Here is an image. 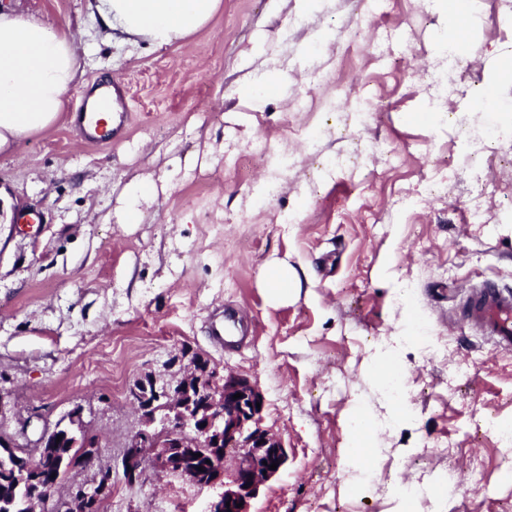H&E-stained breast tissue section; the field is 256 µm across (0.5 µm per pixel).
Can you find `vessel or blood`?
Listing matches in <instances>:
<instances>
[{"mask_svg": "<svg viewBox=\"0 0 512 512\" xmlns=\"http://www.w3.org/2000/svg\"><path fill=\"white\" fill-rule=\"evenodd\" d=\"M74 117L83 145L111 143L113 127L106 119L88 116L82 106ZM459 313L461 322L491 341L497 349L512 351V290L491 280L484 281L467 292ZM231 316L230 310L218 309L210 317L213 336L227 346L237 343Z\"/></svg>", "mask_w": 512, "mask_h": 512, "instance_id": "obj_1", "label": "vessel or blood"}]
</instances>
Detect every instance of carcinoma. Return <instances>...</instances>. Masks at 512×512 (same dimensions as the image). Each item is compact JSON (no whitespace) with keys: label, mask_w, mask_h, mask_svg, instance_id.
Wrapping results in <instances>:
<instances>
[{"label":"carcinoma","mask_w":512,"mask_h":512,"mask_svg":"<svg viewBox=\"0 0 512 512\" xmlns=\"http://www.w3.org/2000/svg\"><path fill=\"white\" fill-rule=\"evenodd\" d=\"M54 456L63 461L57 472H42V485L28 482L29 472L35 464L34 457ZM84 465L80 449L70 448L63 442L51 441L32 455L15 451L0 457V512H30L31 500L43 495L44 486L57 487L68 469Z\"/></svg>","instance_id":"obj_1"}]
</instances>
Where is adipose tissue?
Wrapping results in <instances>:
<instances>
[{
  "label": "adipose tissue",
  "instance_id": "1",
  "mask_svg": "<svg viewBox=\"0 0 512 512\" xmlns=\"http://www.w3.org/2000/svg\"><path fill=\"white\" fill-rule=\"evenodd\" d=\"M220 6L221 0H96L94 9L105 28L162 47L202 30ZM80 75L66 32L0 10V154L53 126Z\"/></svg>",
  "mask_w": 512,
  "mask_h": 512
}]
</instances>
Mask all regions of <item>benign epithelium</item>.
<instances>
[{"label":"benign epithelium","mask_w":512,"mask_h":512,"mask_svg":"<svg viewBox=\"0 0 512 512\" xmlns=\"http://www.w3.org/2000/svg\"><path fill=\"white\" fill-rule=\"evenodd\" d=\"M237 393L241 397L236 399ZM130 396L146 422H157L159 426L140 430L131 437L128 447L140 449V454L127 459V470H136L140 457L145 456L157 472L184 477L200 486H213L223 484L226 460L233 457L232 480L208 503L206 512H250V502L260 486L286 463L280 439L258 426L261 410L257 404L263 402V397L242 375L222 374L210 367L201 371L191 366L174 387L139 386L130 391ZM61 431L70 438L72 448L98 447V439L83 426L76 411L71 414L68 429H62L60 422L44 429L39 447ZM196 448L207 449L210 463L205 476L182 462ZM274 462L278 467L272 470L270 464ZM113 486L112 468H100L89 483L71 492L64 508L69 512H94Z\"/></svg>","instance_id":"1"}]
</instances>
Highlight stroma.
<instances>
[{
    "mask_svg": "<svg viewBox=\"0 0 512 512\" xmlns=\"http://www.w3.org/2000/svg\"><path fill=\"white\" fill-rule=\"evenodd\" d=\"M90 3L0 0L68 32L83 70L55 125L0 155V435L31 451L81 409L118 487L106 512H205L222 486L123 475L133 384L175 381L198 354L257 385L286 450L251 512H512V441L488 429L512 426V352L456 319L472 286L512 288V166L470 173L485 144L512 153V8L469 0L474 65L441 96L410 69L457 31L428 0H222L162 48L104 29ZM106 77L128 117L87 147L72 113ZM283 156L280 194L262 196ZM274 262L298 275L288 297L264 282ZM227 304L254 329L232 349L209 333ZM452 467L460 500L439 494Z\"/></svg>",
    "mask_w": 512,
    "mask_h": 512,
    "instance_id": "35a3bbf8",
    "label": "stroma"
}]
</instances>
